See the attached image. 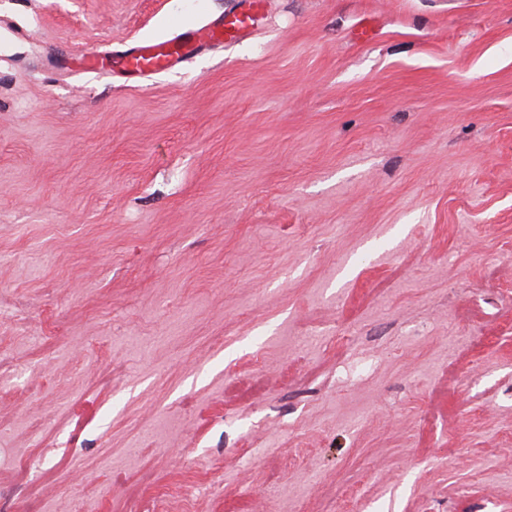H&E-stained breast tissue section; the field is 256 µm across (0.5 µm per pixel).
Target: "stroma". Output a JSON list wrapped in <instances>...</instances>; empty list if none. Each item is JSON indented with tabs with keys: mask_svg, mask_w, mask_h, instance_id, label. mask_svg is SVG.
Segmentation results:
<instances>
[{
	"mask_svg": "<svg viewBox=\"0 0 512 512\" xmlns=\"http://www.w3.org/2000/svg\"><path fill=\"white\" fill-rule=\"evenodd\" d=\"M242 6L0 0V512H512V0ZM254 21L250 10L227 13L209 30V41L225 44L238 41L254 26ZM198 31L183 29L169 43L142 45L119 57V64L130 74L150 76L169 68L173 58L190 57L199 46H194Z\"/></svg>",
	"mask_w": 512,
	"mask_h": 512,
	"instance_id": "35a3bbf8",
	"label": "stroma"
}]
</instances>
